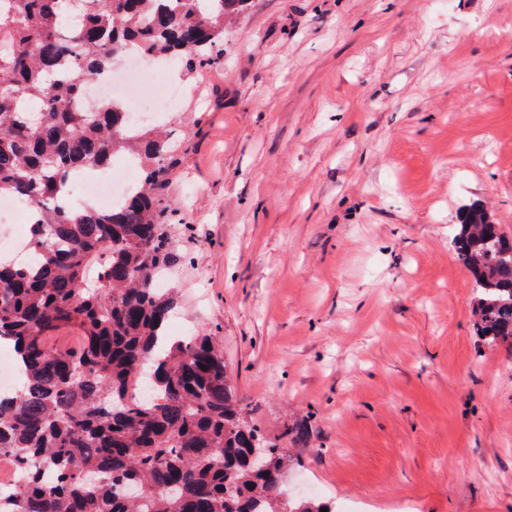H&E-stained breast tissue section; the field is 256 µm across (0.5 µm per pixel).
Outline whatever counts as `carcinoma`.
<instances>
[{"instance_id": "obj_1", "label": "carcinoma", "mask_w": 512, "mask_h": 512, "mask_svg": "<svg viewBox=\"0 0 512 512\" xmlns=\"http://www.w3.org/2000/svg\"><path fill=\"white\" fill-rule=\"evenodd\" d=\"M249 0H0V197L36 205L32 264L0 257V343L22 366L0 395V455L21 467L0 512H321L283 500L286 449L242 414L211 336L170 340L176 260L165 218L174 142L116 100L75 106L134 49L192 71L221 55ZM127 155L143 177L107 208L58 203L74 173ZM478 202L454 237L476 329L512 354V255ZM82 331L73 347L48 335ZM143 382L147 400L127 399Z\"/></svg>"}]
</instances>
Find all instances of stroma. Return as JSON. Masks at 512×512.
<instances>
[{
  "label": "stroma",
  "instance_id": "35a3bbf8",
  "mask_svg": "<svg viewBox=\"0 0 512 512\" xmlns=\"http://www.w3.org/2000/svg\"><path fill=\"white\" fill-rule=\"evenodd\" d=\"M182 90L169 334L216 336L288 485L353 512H512V355L453 237L512 236V0H252Z\"/></svg>",
  "mask_w": 512,
  "mask_h": 512
}]
</instances>
